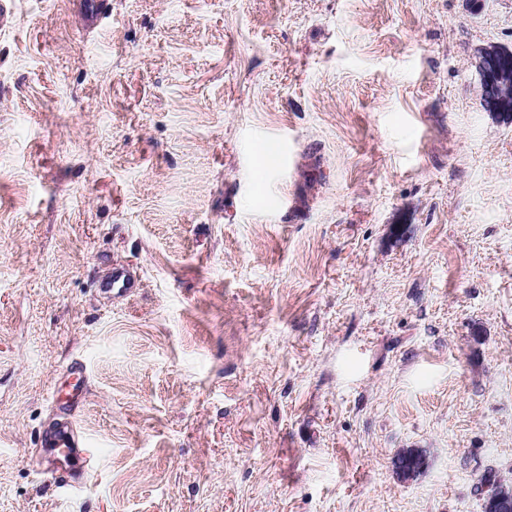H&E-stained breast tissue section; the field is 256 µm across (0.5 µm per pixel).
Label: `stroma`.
I'll return each instance as SVG.
<instances>
[{"label": "stroma", "mask_w": 512, "mask_h": 512, "mask_svg": "<svg viewBox=\"0 0 512 512\" xmlns=\"http://www.w3.org/2000/svg\"><path fill=\"white\" fill-rule=\"evenodd\" d=\"M0 512H482L512 487V0H15ZM125 265L141 286L107 301ZM86 486L28 450L73 360ZM422 452L420 473L396 460ZM80 14L83 24L94 29L101 25L104 13L108 9L107 0H80ZM502 61L503 59L496 56L494 52L485 51L476 58L475 68L482 81L483 98L485 103L488 102L490 110L486 107L481 98L483 108H486L490 112H506L504 114L508 115V111L504 110L502 107L501 80L507 72V70H505L504 73L501 71L500 63H502ZM492 75H494V77ZM138 288L139 281L120 266H113L106 274L95 279V290L109 298L131 297Z\"/></svg>", "instance_id": "1"}]
</instances>
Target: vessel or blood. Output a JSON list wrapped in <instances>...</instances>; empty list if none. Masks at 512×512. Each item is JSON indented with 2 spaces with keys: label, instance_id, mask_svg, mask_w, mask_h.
I'll return each mask as SVG.
<instances>
[{
  "label": "vessel or blood",
  "instance_id": "obj_1",
  "mask_svg": "<svg viewBox=\"0 0 512 512\" xmlns=\"http://www.w3.org/2000/svg\"><path fill=\"white\" fill-rule=\"evenodd\" d=\"M107 8V0H80L83 24L90 29L97 28ZM139 286V281L120 266L112 267L95 280L96 291L110 298L133 296ZM87 394L86 371L81 362H73L66 386L53 388L50 393L59 420L42 428L33 451L39 466L51 473L58 491L64 495L81 490L84 486L82 476L74 468V461L86 447L87 441L78 434L74 412L84 403Z\"/></svg>",
  "mask_w": 512,
  "mask_h": 512
}]
</instances>
